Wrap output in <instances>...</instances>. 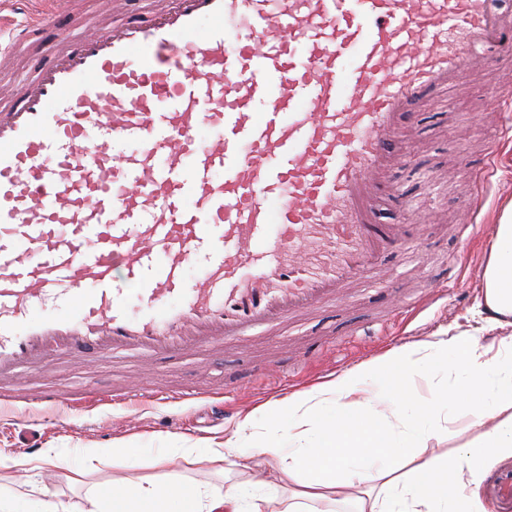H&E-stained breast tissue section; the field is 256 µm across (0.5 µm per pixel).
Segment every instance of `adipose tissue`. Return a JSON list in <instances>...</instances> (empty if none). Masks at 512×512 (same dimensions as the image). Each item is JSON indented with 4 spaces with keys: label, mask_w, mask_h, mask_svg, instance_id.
Listing matches in <instances>:
<instances>
[{
    "label": "adipose tissue",
    "mask_w": 512,
    "mask_h": 512,
    "mask_svg": "<svg viewBox=\"0 0 512 512\" xmlns=\"http://www.w3.org/2000/svg\"><path fill=\"white\" fill-rule=\"evenodd\" d=\"M479 303L482 329L496 333L481 343L461 331L432 342L397 347L336 378L275 402L267 425L252 417L205 448H182L185 462L231 466L238 476L224 491L202 484L116 480L91 494L82 507L45 487L31 485L34 512H486L480 487L487 468L512 457V208L496 227L483 271ZM454 352V365L442 354ZM450 369L419 401L408 376ZM464 406L475 434L456 448L424 454L441 442L439 414ZM264 459L273 488L265 496L251 482L255 459Z\"/></svg>",
    "instance_id": "ef3b65f1"
}]
</instances>
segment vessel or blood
I'll return each mask as SVG.
<instances>
[{
	"instance_id": "obj_1",
	"label": "vessel or blood",
	"mask_w": 512,
	"mask_h": 512,
	"mask_svg": "<svg viewBox=\"0 0 512 512\" xmlns=\"http://www.w3.org/2000/svg\"><path fill=\"white\" fill-rule=\"evenodd\" d=\"M130 2L59 34L0 107V391L86 350L201 353L338 303L408 249L378 212L417 113L512 53L496 0ZM53 20L13 21L12 43Z\"/></svg>"
}]
</instances>
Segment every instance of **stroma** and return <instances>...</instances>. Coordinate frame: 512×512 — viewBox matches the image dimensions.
<instances>
[{
    "label": "stroma",
    "instance_id": "35a3bbf8",
    "mask_svg": "<svg viewBox=\"0 0 512 512\" xmlns=\"http://www.w3.org/2000/svg\"><path fill=\"white\" fill-rule=\"evenodd\" d=\"M105 10L104 0H59L58 22L77 40ZM508 90L512 57L498 54L458 89L441 93L437 109L422 112L410 132L413 159L391 173L397 194L379 212L381 223L415 225V240L407 255L383 258L379 274L349 289L340 306L225 341L208 355L79 354L51 372L26 373L25 385L43 391L111 394L136 386L142 392L139 401L125 406L84 411L28 407L29 423L46 426L40 447L55 449L81 473L72 482L65 471L48 468L41 480L49 492L78 503L98 485L118 478L163 481L175 475L224 488L234 482V474L182 462L153 468L149 461L174 448L223 440L247 415L263 426L267 403L335 378L392 348L476 327L483 269L502 211L512 203V142L501 148L498 173L484 200V220L469 250H462L456 227L470 217V163L478 162L484 145L499 138L511 121L498 102ZM402 195L412 201V211L400 210ZM206 387L222 391L223 414L212 413L206 398L167 402L150 397L156 389ZM18 420L17 414H0V490L19 496L26 488L10 460L29 449L19 441ZM117 443L131 448L133 466L119 468L106 460L95 471L81 472L85 449L104 452Z\"/></svg>",
    "mask_w": 512,
    "mask_h": 512
}]
</instances>
